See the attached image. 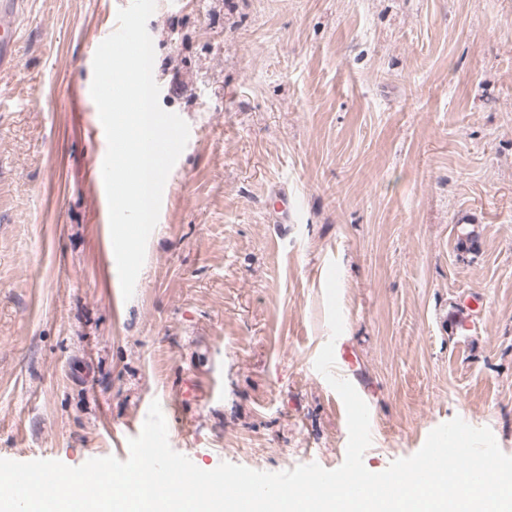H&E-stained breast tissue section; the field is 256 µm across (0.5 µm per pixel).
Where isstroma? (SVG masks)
I'll use <instances>...</instances> for the list:
<instances>
[{"label":"stroma","mask_w":512,"mask_h":512,"mask_svg":"<svg viewBox=\"0 0 512 512\" xmlns=\"http://www.w3.org/2000/svg\"><path fill=\"white\" fill-rule=\"evenodd\" d=\"M123 6L25 0L0 71V458L126 460L156 400L200 469L340 467L314 367L333 261L366 468L456 417L512 456V0H157L159 102L190 136L128 301L90 95Z\"/></svg>","instance_id":"1"}]
</instances>
